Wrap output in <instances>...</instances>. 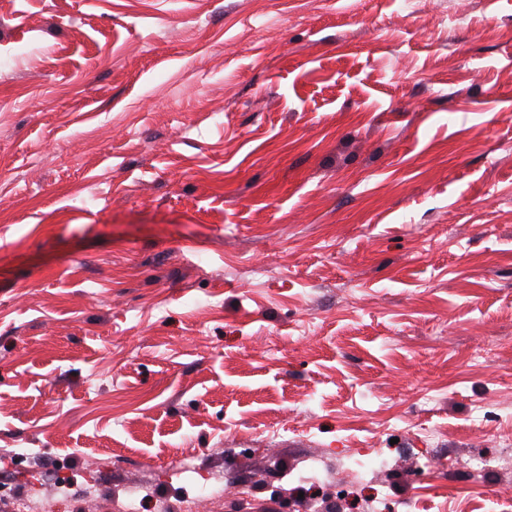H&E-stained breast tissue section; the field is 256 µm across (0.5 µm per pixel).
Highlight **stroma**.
Here are the masks:
<instances>
[{
    "mask_svg": "<svg viewBox=\"0 0 512 512\" xmlns=\"http://www.w3.org/2000/svg\"><path fill=\"white\" fill-rule=\"evenodd\" d=\"M332 448L512 496V0H0V512H285Z\"/></svg>",
    "mask_w": 512,
    "mask_h": 512,
    "instance_id": "obj_1",
    "label": "stroma"
}]
</instances>
